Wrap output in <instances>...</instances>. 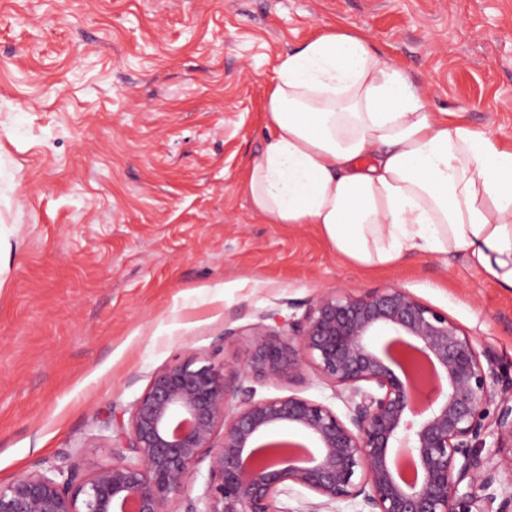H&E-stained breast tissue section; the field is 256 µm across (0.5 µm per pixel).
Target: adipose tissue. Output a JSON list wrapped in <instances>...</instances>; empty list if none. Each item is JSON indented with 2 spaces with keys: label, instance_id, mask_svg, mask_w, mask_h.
I'll return each instance as SVG.
<instances>
[{
  "label": "adipose tissue",
  "instance_id": "adipose-tissue-1",
  "mask_svg": "<svg viewBox=\"0 0 512 512\" xmlns=\"http://www.w3.org/2000/svg\"><path fill=\"white\" fill-rule=\"evenodd\" d=\"M264 111L272 135L242 189L267 223L316 225L371 269L460 253L512 290V146L429 111L362 29L323 28L283 56Z\"/></svg>",
  "mask_w": 512,
  "mask_h": 512
}]
</instances>
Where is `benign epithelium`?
Masks as SVG:
<instances>
[{"mask_svg": "<svg viewBox=\"0 0 512 512\" xmlns=\"http://www.w3.org/2000/svg\"><path fill=\"white\" fill-rule=\"evenodd\" d=\"M247 336L228 374L194 356L156 372L112 430V464L83 453L20 474L0 483V512H176L203 463L187 512H278L294 487L313 496L304 512L343 501L359 512H470L478 501L479 512H512V482L489 492L496 456L508 453L512 471V381L444 312L396 286L328 289L288 327L257 323ZM308 367L345 412L298 394L256 397L266 381L307 383ZM282 427L313 447L268 439ZM466 479L485 495H460Z\"/></svg>", "mask_w": 512, "mask_h": 512, "instance_id": "obj_1", "label": "benign epithelium"}]
</instances>
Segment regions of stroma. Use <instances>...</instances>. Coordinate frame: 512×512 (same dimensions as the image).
I'll use <instances>...</instances> for the list:
<instances>
[{
  "label": "stroma",
  "instance_id": "obj_1",
  "mask_svg": "<svg viewBox=\"0 0 512 512\" xmlns=\"http://www.w3.org/2000/svg\"><path fill=\"white\" fill-rule=\"evenodd\" d=\"M327 24L512 144V0H0V482L111 463L155 372L236 365L241 330L327 288H406L512 378V292L461 257L366 270L240 192L277 57Z\"/></svg>",
  "mask_w": 512,
  "mask_h": 512
}]
</instances>
